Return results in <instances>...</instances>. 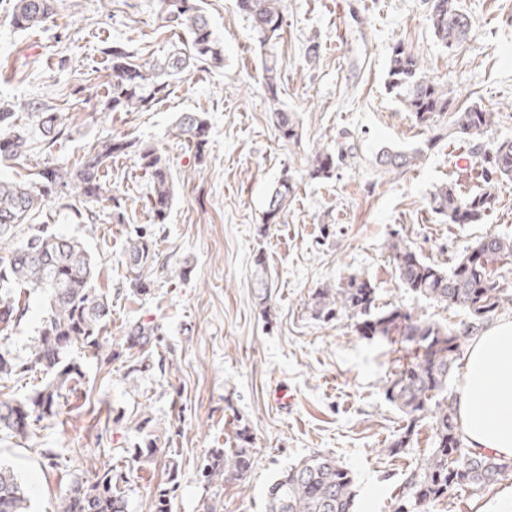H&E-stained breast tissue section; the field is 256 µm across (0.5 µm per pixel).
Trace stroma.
Returning <instances> with one entry per match:
<instances>
[{
  "instance_id": "35a3bbf8",
  "label": "stroma",
  "mask_w": 512,
  "mask_h": 512,
  "mask_svg": "<svg viewBox=\"0 0 512 512\" xmlns=\"http://www.w3.org/2000/svg\"><path fill=\"white\" fill-rule=\"evenodd\" d=\"M13 3L0 0V100L12 104L29 151L0 164V177L26 180L49 164L71 167L97 142L126 137L166 151L176 183L166 222L153 224L149 180L135 154L120 156L111 170L124 223H112L108 202L81 224L48 205L0 242V257L8 256L39 224L78 238L96 260L97 287L112 300L107 339L117 359L84 360L86 396L71 399L38 442L0 441V458L26 485L31 512H55L71 480L92 466L122 464L130 422L143 413L178 454L171 512H204L213 501L221 512H265L267 485L316 452L335 455L350 471L354 512H395L396 487L433 446L424 422L403 454L386 453L404 420L384 386L405 352L363 338L347 315L315 318L311 296L362 275L374 281L378 306L451 328L465 321L462 310L404 288L388 245L403 239L448 268L485 234L512 237V180L500 181L495 209L478 224L448 223L428 204L442 183L478 190L477 146L512 141V0H460L472 33L452 54L432 32L428 0H288L275 52L279 102L298 118L297 145L278 138L261 84L264 49L236 0H201L224 44L223 67L179 79L150 111L120 114L104 108L108 49L124 45L139 58H159L186 41L166 27L159 0H55L51 16L31 30L13 25ZM311 39L320 44L313 62L305 56ZM397 43L422 58L455 105L498 112L480 145L453 136L432 141L405 112L388 87ZM42 105L62 113L68 132L49 152L35 115ZM187 112L203 113L210 127L200 164L178 136ZM317 142L349 148L331 179L307 173L305 155ZM384 148L416 150L421 160L387 173L376 163ZM285 173L296 183L287 221L263 225L265 196ZM148 224L162 261L150 295L135 296L125 284V238ZM259 259L270 283L263 294L255 286ZM131 321L164 324L165 373H129L123 331ZM237 418L251 433L252 468L243 479L205 486L200 466L223 447ZM44 448L61 449L69 467H49ZM165 479L163 458L136 464L127 487L131 512H146Z\"/></svg>"
}]
</instances>
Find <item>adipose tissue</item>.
<instances>
[{
  "mask_svg": "<svg viewBox=\"0 0 512 512\" xmlns=\"http://www.w3.org/2000/svg\"><path fill=\"white\" fill-rule=\"evenodd\" d=\"M457 409L470 448L512 458V322L492 325L467 350Z\"/></svg>",
  "mask_w": 512,
  "mask_h": 512,
  "instance_id": "ef3b65f1",
  "label": "adipose tissue"
}]
</instances>
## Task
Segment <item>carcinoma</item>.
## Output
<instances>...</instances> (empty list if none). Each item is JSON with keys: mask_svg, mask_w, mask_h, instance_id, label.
Listing matches in <instances>:
<instances>
[{"mask_svg": "<svg viewBox=\"0 0 512 512\" xmlns=\"http://www.w3.org/2000/svg\"><path fill=\"white\" fill-rule=\"evenodd\" d=\"M285 0H237L252 32L263 47H274L281 38ZM442 9L430 11L429 22L439 43L453 53L465 43L471 22L459 0H441ZM54 0H15L12 21L20 29L39 26L53 11ZM164 22L188 36V46L162 58L142 60L123 47L112 48V82L107 107L111 112H140L152 109L171 91L172 82L192 71L224 66V47L214 35L200 6V0H160ZM263 83L272 103L279 101L277 56L262 57ZM388 76L406 111L415 121L444 137L435 118L450 114L448 129L456 137L474 141L498 123V113L471 106L453 109L452 98L434 79L427 76L421 58L397 44L389 57ZM15 113L0 106V162L16 161L27 155L28 139L12 133ZM47 147L64 135L61 115L48 108L37 113ZM274 123L283 142L300 140L295 113L274 109ZM178 136L191 148L198 163L203 161L208 144L209 126L198 113H186L178 123ZM336 150L322 143L307 155L308 172L313 179H330L336 172ZM133 152L150 180L149 209L156 224H164L175 196L174 173L165 152L133 139H108L92 146L71 169L45 165L29 181L0 179V241L34 212L52 202L70 212L77 223L83 222L89 206L112 202V220L124 223L121 198L107 187L104 171L112 157ZM477 178L479 191L462 194L456 185L434 187L429 196L431 210L450 224H478L498 201L495 187L512 177V142L503 141L489 150L479 151ZM417 151L384 150L380 164L390 172L418 166ZM296 186L283 174L266 199L263 223L282 224L295 196ZM388 250L397 278L408 290L463 310L467 321L456 328L416 318L398 306L378 307L370 279L350 276L338 288L314 291L312 301L316 317L333 319L347 314L361 319L363 335L399 343L408 359L387 380L385 397L406 420L403 432L386 449L398 455L415 435L420 422L431 424L433 448L396 488V512H424V507L448 497L459 486L485 488L497 484L512 461L489 452L475 451L466 444L460 429L456 399L448 382L459 366L465 343L473 339L485 322L502 305L512 300V287L505 284L502 270L512 265V238L490 234L478 239L470 251L445 270L419 255L402 239L390 242ZM160 261L156 240L134 228L125 242V280L133 295L149 291V277ZM98 278L93 256L75 238L38 228L6 258L0 257V440L35 439L37 424L62 415L63 400L76 393L85 380L82 365L70 356L80 348L99 361H109L114 352L107 347L112 323V301L95 287ZM46 299L38 334L31 337L26 353H13L3 342L26 317L31 293ZM162 325L130 322L125 327V344L130 351V372L143 368L165 369L163 359L151 360L161 343ZM36 379L39 385L23 400L5 392L8 382ZM132 439L123 449L130 461L141 462L157 456L166 445L152 424V418L139 417L130 426ZM253 454L248 428L238 427L235 447L216 448L205 459L201 474L205 484L223 485L240 479L252 467ZM167 478L155 490L149 512H168L170 494L175 491L179 463L175 451H169L165 463ZM129 470L105 465L94 469L93 478L75 479L60 498L57 512H129L125 494ZM266 512H353V477L335 457L315 454L281 472L266 488ZM29 499L13 467L0 463V512H27Z\"/></svg>", "mask_w": 512, "mask_h": 512, "instance_id": "1", "label": "carcinoma"}]
</instances>
